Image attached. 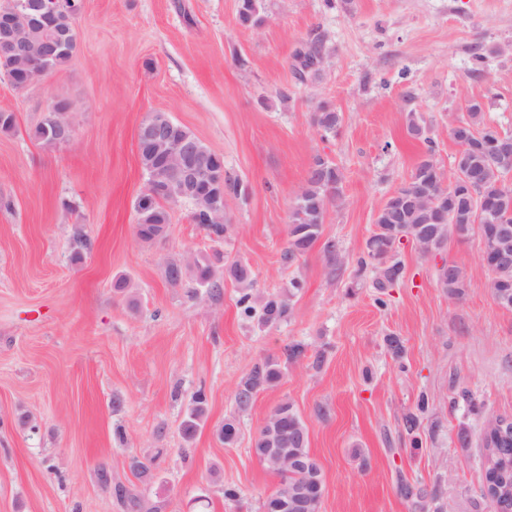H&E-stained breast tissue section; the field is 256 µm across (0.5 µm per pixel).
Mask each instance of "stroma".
I'll return each instance as SVG.
<instances>
[{"label":"stroma","mask_w":512,"mask_h":512,"mask_svg":"<svg viewBox=\"0 0 512 512\" xmlns=\"http://www.w3.org/2000/svg\"><path fill=\"white\" fill-rule=\"evenodd\" d=\"M335 2L263 0V23L244 28L238 0H83L65 65L22 89L0 73V111L15 116L0 132V512H127L118 486L141 512H259L280 478L251 439L283 402L308 426L321 512H488L480 433L488 418H512V310L491 296L478 237H449L430 256L398 243L403 276L383 295L357 260L378 208L425 152L407 133L409 112L447 181L450 128L467 101L512 132V0ZM316 37L326 64L299 82L293 53ZM322 101L343 117L336 136L312 122ZM61 103L73 107L74 138L50 148L33 131ZM156 111L245 187L229 199L223 240L192 223L187 202L170 205L163 239L137 237V130ZM318 156L345 176L324 225L345 258L336 276L318 246L282 260L295 193ZM217 253L249 265L259 299L302 278L287 319L242 315L224 275L217 297L167 281L169 263ZM445 262L466 273L465 295L440 288ZM293 342L306 356L284 362ZM269 357L282 378L239 408L240 381ZM200 389L206 414L187 439L181 422ZM423 397L429 410L408 430ZM228 420L239 428L231 445L219 436ZM228 485L238 500L225 499Z\"/></svg>","instance_id":"stroma-1"}]
</instances>
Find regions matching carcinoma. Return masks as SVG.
I'll use <instances>...</instances> for the list:
<instances>
[{
    "instance_id": "carcinoma-1",
    "label": "carcinoma",
    "mask_w": 512,
    "mask_h": 512,
    "mask_svg": "<svg viewBox=\"0 0 512 512\" xmlns=\"http://www.w3.org/2000/svg\"><path fill=\"white\" fill-rule=\"evenodd\" d=\"M82 8L83 0H63L45 20L36 22L33 27L24 31L17 43V54L28 59L26 70H17L13 67V61L0 59V71L12 74V84L15 87L24 88L36 77L49 73L70 60L77 47L75 22ZM263 9L262 0H239V24L245 27L260 25L263 22ZM325 55L326 48L321 40L302 42L295 49L293 66L301 78L315 79L321 73L317 62ZM61 122L59 113H47L36 126L34 136L46 145H58L54 131ZM460 122L478 135L479 148L466 149L455 156V168L471 174V177L469 185L450 193L446 191L442 177L438 175L434 141L427 135L425 125L417 113H408L407 132L412 138L425 143L426 152L409 179L400 186V190L405 196L412 198L426 191L437 199V204L432 210L410 206L397 214L391 213L385 203L378 209L376 230L366 242L365 255L358 260L359 271L363 272L369 267L375 270V287L390 288L400 279L402 266L393 260L391 253L403 238L412 241L421 253L429 255L442 248L450 234L459 239L476 235L487 248L504 229L512 236V191L503 184L504 175L512 172V156L505 159L499 154L500 143L505 139L512 140V133L502 131L485 121L484 105L476 100L469 103L466 115L462 116ZM313 123L323 136H334L341 127L342 116L330 104L321 102L313 113ZM168 153L167 141H156L139 147L140 164L146 180L161 181L160 165ZM198 163L213 183V190L223 189L224 157L207 148ZM343 182L344 174L335 163L322 157L315 158L306 180L295 193L289 213L284 261H296L320 241L329 206L342 202ZM472 193L476 195L482 209L481 221L478 224L475 223L474 212L468 203ZM174 197H180L176 186L170 189L166 199H155L145 205L137 204V236L140 240L153 242L160 239V233L169 226L166 204L168 199ZM186 201L192 204L193 223L202 225L211 237L218 240L224 238L228 225L215 221L214 209L208 198L192 195ZM224 271L239 285V306L246 313L252 312L255 280L251 269L241 261L234 260L224 265ZM187 277L199 288H206L216 294L220 292L221 284L216 279L213 263L205 258H196L186 265L175 262L168 265L167 279L170 284H180ZM437 280L450 295L461 296L469 288L466 274L456 265L452 266L449 274H437ZM301 288L302 281L294 278L289 283L288 294L266 297L260 305V320L271 325L282 321L290 310L291 298ZM489 288L493 299L500 306L512 308V256L497 263L491 272ZM281 375V364L275 358H267L256 365L239 383L236 394L239 407L248 406L255 393L277 382ZM205 402L203 393L194 395L193 408L182 422L184 436L190 438L196 433ZM491 424L490 420L484 423L481 441L484 445L490 440L496 443L498 460L495 468H484V479L506 490L512 486V431H508V428H512V423L501 429H495ZM271 426V419L267 418L258 428L252 442L255 455L280 477V482H302L299 472L283 466L281 462L267 455L265 448L270 445ZM281 428L288 435V447L305 457L308 474L322 476L321 468L309 450L307 424L291 403L288 404L287 415L281 420Z\"/></svg>"
}]
</instances>
